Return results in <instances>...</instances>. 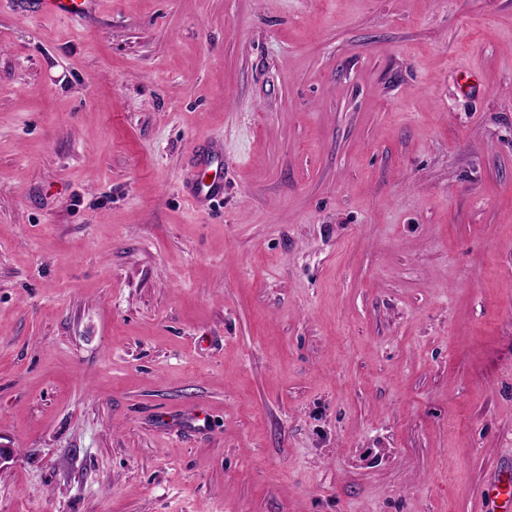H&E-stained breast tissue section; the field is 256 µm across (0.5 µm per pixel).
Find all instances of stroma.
Listing matches in <instances>:
<instances>
[{
    "label": "stroma",
    "instance_id": "35a3bbf8",
    "mask_svg": "<svg viewBox=\"0 0 512 512\" xmlns=\"http://www.w3.org/2000/svg\"><path fill=\"white\" fill-rule=\"evenodd\" d=\"M0 448V512H500L512 0H0ZM40 10L47 13L79 14L93 3L92 0H36Z\"/></svg>",
    "mask_w": 512,
    "mask_h": 512
}]
</instances>
